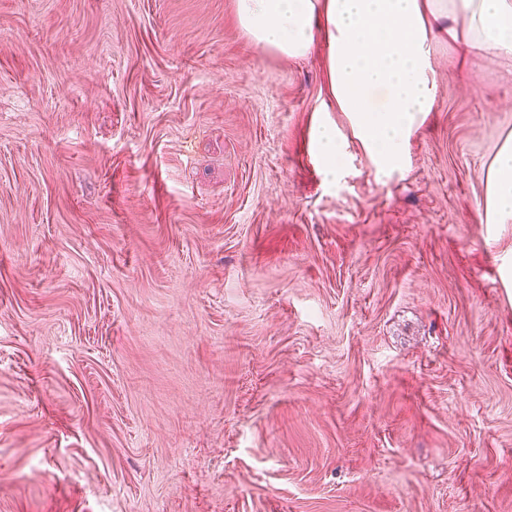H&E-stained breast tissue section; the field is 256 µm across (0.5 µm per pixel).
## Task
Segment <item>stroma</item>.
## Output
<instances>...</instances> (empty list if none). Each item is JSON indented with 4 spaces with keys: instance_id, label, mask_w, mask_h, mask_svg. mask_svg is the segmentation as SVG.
<instances>
[{
    "instance_id": "35a3bbf8",
    "label": "stroma",
    "mask_w": 512,
    "mask_h": 512,
    "mask_svg": "<svg viewBox=\"0 0 512 512\" xmlns=\"http://www.w3.org/2000/svg\"><path fill=\"white\" fill-rule=\"evenodd\" d=\"M327 46L236 0H0V512H512L507 60L326 179ZM483 223L512 222V135L499 147L485 176Z\"/></svg>"
}]
</instances>
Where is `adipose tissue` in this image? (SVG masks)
<instances>
[{
  "mask_svg": "<svg viewBox=\"0 0 512 512\" xmlns=\"http://www.w3.org/2000/svg\"><path fill=\"white\" fill-rule=\"evenodd\" d=\"M237 15L258 46L289 59L325 40L330 95L379 180L405 168L435 108L437 41L512 60V0H237ZM315 145L325 176L338 180L344 136L321 123ZM485 182L484 223L512 222V136Z\"/></svg>",
  "mask_w": 512,
  "mask_h": 512,
  "instance_id": "adipose-tissue-1",
  "label": "adipose tissue"
}]
</instances>
